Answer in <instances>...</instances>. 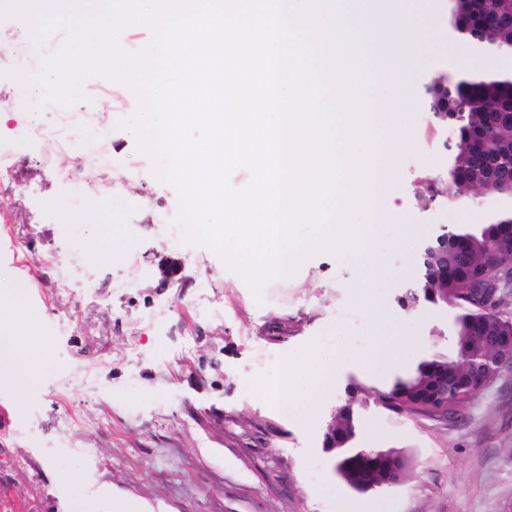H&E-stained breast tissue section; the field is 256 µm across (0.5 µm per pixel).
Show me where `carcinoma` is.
<instances>
[{
	"label": "carcinoma",
	"mask_w": 512,
	"mask_h": 512,
	"mask_svg": "<svg viewBox=\"0 0 512 512\" xmlns=\"http://www.w3.org/2000/svg\"><path fill=\"white\" fill-rule=\"evenodd\" d=\"M456 30L474 35L489 45L492 57L512 54V0H456ZM430 107L457 133L456 151L448 179H433L419 192L430 200L441 196L453 202L479 194L512 196V75L483 73L465 75L441 93L439 82L429 90ZM448 255L441 261L443 273L430 285L413 284L406 298L439 299L456 310L458 350L440 359L448 373V402L423 407L417 394L432 385V362H420L390 385L372 388L369 395L394 413L455 422L462 419L473 398L458 382L475 373L495 377L486 369L487 336H511L512 312L502 293L512 283V211L500 214L480 229L445 230ZM357 420L351 406L339 410L332 434L336 435V472L351 489L378 492L381 472L364 463L370 456L381 463L400 454L395 448H355Z\"/></svg>",
	"instance_id": "carcinoma-1"
}]
</instances>
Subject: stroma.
Segmentation results:
<instances>
[{"label": "stroma", "mask_w": 512, "mask_h": 512, "mask_svg": "<svg viewBox=\"0 0 512 512\" xmlns=\"http://www.w3.org/2000/svg\"><path fill=\"white\" fill-rule=\"evenodd\" d=\"M402 2L441 24L402 75L404 106L391 107L384 83L370 86L372 111H395L409 147L373 188L381 225L369 250L309 251L257 294L210 247L184 242L175 188L122 126L130 89L103 76L83 84L102 118L103 165L83 136L68 148L36 132L37 98L0 46V272L25 287L26 336L44 339L25 358V397L0 387V512H115L126 498L146 512H512V369L452 425L354 391L454 351L455 310L399 299L428 236L512 209L496 194L419 201L455 144L427 88L449 78L458 47L451 0ZM95 223L118 225L114 249L97 248ZM404 224L418 234L408 247ZM57 255L68 259L61 273ZM167 258L183 273L165 285ZM377 336L388 353L363 367L352 354ZM317 360L329 374L320 390ZM284 367L291 396L268 400L262 385ZM346 405L359 420L354 446L403 452L398 485L361 493L337 475L325 434Z\"/></svg>", "instance_id": "35a3bbf8"}]
</instances>
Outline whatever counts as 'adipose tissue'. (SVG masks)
<instances>
[{
	"instance_id": "1",
	"label": "adipose tissue",
	"mask_w": 512,
	"mask_h": 512,
	"mask_svg": "<svg viewBox=\"0 0 512 512\" xmlns=\"http://www.w3.org/2000/svg\"><path fill=\"white\" fill-rule=\"evenodd\" d=\"M21 286H13L10 297L0 298V385H8L17 394H25L29 379L22 360L15 349L16 335L22 324L19 310Z\"/></svg>"
}]
</instances>
